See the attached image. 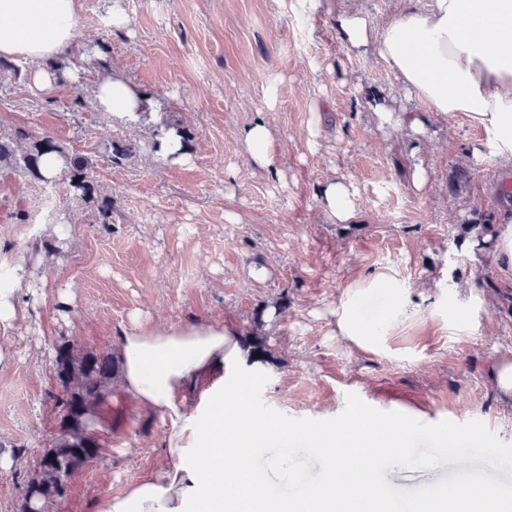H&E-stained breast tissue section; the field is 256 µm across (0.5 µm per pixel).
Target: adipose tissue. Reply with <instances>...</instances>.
Masks as SVG:
<instances>
[{
  "instance_id": "ef3b65f1",
  "label": "adipose tissue",
  "mask_w": 512,
  "mask_h": 512,
  "mask_svg": "<svg viewBox=\"0 0 512 512\" xmlns=\"http://www.w3.org/2000/svg\"><path fill=\"white\" fill-rule=\"evenodd\" d=\"M80 0H0V56L43 62L36 83L58 81L47 63L74 38ZM348 50L369 51L391 71L397 85L438 115H462L482 133L475 162H512V0H428L417 8L400 0L396 15L383 24L359 7L337 21ZM97 106L129 119L144 111L142 96L118 76L103 78ZM248 156L275 169L274 134L263 120L244 133ZM319 208L340 224L355 217L349 184L330 182ZM492 263L500 279L512 283V199L504 200L493 228ZM28 278L23 265L0 274V329L25 313L19 296ZM389 280L377 274L350 284L334 312L336 333L352 346L372 349L378 337L418 314L419 305L393 301L377 320H364L361 305ZM119 388L143 408L168 418L167 460L142 474L121 493L103 495L96 512H366L384 503L381 464H402L411 432L405 417L388 425L368 417L360 426L292 427L245 412L247 393L240 380L225 382L229 365L245 357L241 337L228 325L191 322L151 328L139 322L120 337ZM302 448L321 461L317 492L295 503L269 495L254 466L269 448ZM496 492L483 484L455 489L437 486L416 501L413 512H454L456 503L494 512Z\"/></svg>"
}]
</instances>
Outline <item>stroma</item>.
<instances>
[{
    "mask_svg": "<svg viewBox=\"0 0 512 512\" xmlns=\"http://www.w3.org/2000/svg\"><path fill=\"white\" fill-rule=\"evenodd\" d=\"M115 5L127 26L110 23ZM337 8L82 0L79 40L58 57L73 79L37 88L31 62L0 70V137L24 146L48 134L92 162L97 195L76 198L64 173L50 186L0 166V264L28 271L26 314L0 336V452L21 451L19 464L0 470V512H20L26 482L61 430L56 346L118 352L136 316L164 327L224 322L242 333L260 325L273 357L243 367L253 410L275 420L326 425L407 409L412 428L473 434L467 470L451 454L432 471L390 469V502L454 486L465 473L485 477L487 450L505 455L493 482L512 489V407L491 377L512 347V287L490 260H472L469 227L499 213L497 188L512 187V164H474L470 181L455 183L480 131L407 101L377 56L347 51ZM112 75L144 96L139 121L97 108V85ZM380 105L407 109L421 131L379 125ZM259 116L274 131L273 171L256 167L242 140ZM170 125L189 136L183 158L153 147ZM128 143L136 154L112 162L113 146ZM332 181L353 186V222L333 223L319 209ZM105 196L108 215L98 205ZM375 273L417 302L436 282L447 295L469 285L471 300L423 308L378 348L357 349L337 336L333 312L348 285ZM169 431L168 419L113 389L97 410L99 455L49 512H94L100 496L165 460Z\"/></svg>",
    "mask_w": 512,
    "mask_h": 512,
    "instance_id": "1",
    "label": "stroma"
}]
</instances>
